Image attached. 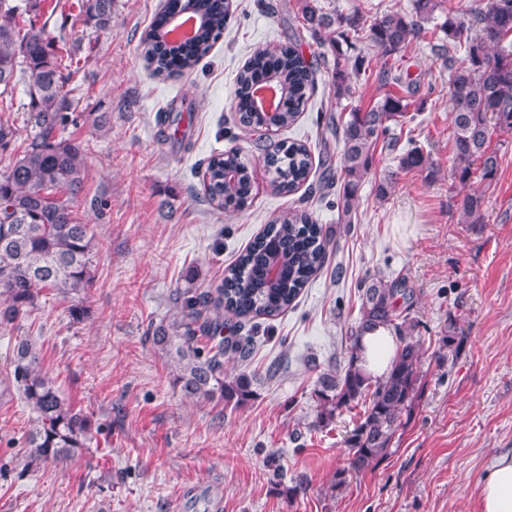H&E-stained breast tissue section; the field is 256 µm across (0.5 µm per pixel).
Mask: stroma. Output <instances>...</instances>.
<instances>
[{
  "mask_svg": "<svg viewBox=\"0 0 512 512\" xmlns=\"http://www.w3.org/2000/svg\"><path fill=\"white\" fill-rule=\"evenodd\" d=\"M39 19L72 77L68 134L82 141L88 176L75 210L97 246L89 316L73 321L59 295L42 291L19 327H0V512H478L489 461L512 448V135L493 134L500 168L484 190L485 219L462 223L448 182L450 71L432 47L457 0H443L421 37L398 56L395 90L421 101L409 111L391 150L377 144L351 215L338 184L319 168L293 193L278 192L263 150L299 140L313 158L341 161L329 91L333 52L298 19V0H233L221 39L189 72L157 77L139 41L162 0H113L112 27L62 28L79 0H39ZM299 44L316 68L313 94L297 121L264 131L240 123L236 77L257 50ZM356 54L370 62L354 75L347 109H367L384 94V62L365 37ZM192 106L186 136L163 112ZM0 122L24 148L37 132L25 81H18ZM439 166L437 179L399 167L409 144ZM239 149L252 178L247 207L227 212L203 194L211 155ZM389 182L386 197L376 188ZM305 209L332 231L322 270L287 311L247 322L248 358L229 354L224 374L253 378L240 406L185 395L151 328L172 321L175 296L215 287L250 241L279 213ZM406 278L407 315L421 343L424 390L392 453L363 472L349 468L356 419L345 411L313 428L320 372L347 365L372 282ZM456 320L461 343L444 338ZM29 337L65 397L97 430L74 460L35 466L27 435L34 414L7 380L17 337Z\"/></svg>",
  "mask_w": 512,
  "mask_h": 512,
  "instance_id": "stroma-1",
  "label": "stroma"
}]
</instances>
